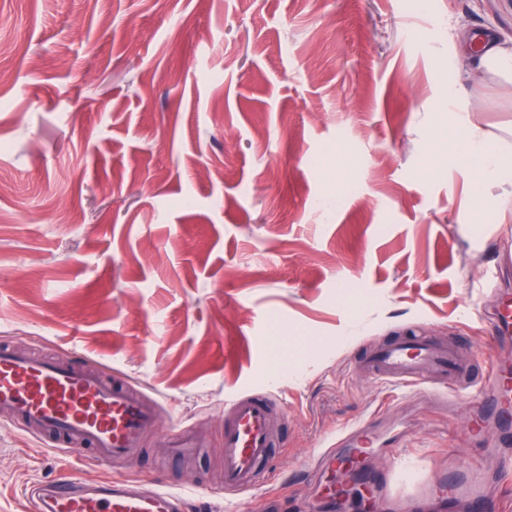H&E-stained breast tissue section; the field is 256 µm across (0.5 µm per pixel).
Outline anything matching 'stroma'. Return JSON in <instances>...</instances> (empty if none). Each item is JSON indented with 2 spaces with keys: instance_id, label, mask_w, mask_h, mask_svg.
<instances>
[{
  "instance_id": "obj_1",
  "label": "stroma",
  "mask_w": 512,
  "mask_h": 512,
  "mask_svg": "<svg viewBox=\"0 0 512 512\" xmlns=\"http://www.w3.org/2000/svg\"><path fill=\"white\" fill-rule=\"evenodd\" d=\"M512 45V0H0V340L76 355L160 397L127 461L76 463L0 427V512L65 474L171 482L196 502L223 472L224 402L264 388L285 415L271 485L243 506L337 505V433L394 431L390 473L420 512L435 472L512 460L471 394L401 391L358 366L426 330L462 337L480 373L512 362L490 315L512 289V210L475 196L439 141L456 86L512 157V83L465 39ZM208 439L156 459L170 426ZM330 460L310 473L314 450Z\"/></svg>"
}]
</instances>
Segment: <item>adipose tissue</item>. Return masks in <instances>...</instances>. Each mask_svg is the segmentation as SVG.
<instances>
[{
    "label": "adipose tissue",
    "instance_id": "ef3b65f1",
    "mask_svg": "<svg viewBox=\"0 0 512 512\" xmlns=\"http://www.w3.org/2000/svg\"><path fill=\"white\" fill-rule=\"evenodd\" d=\"M448 109L454 124L448 133L451 161L472 172L473 191H480L487 183L500 187L501 193L493 202L494 208L512 206V158L504 156L487 138L467 132L466 114L461 111L456 95H449Z\"/></svg>",
    "mask_w": 512,
    "mask_h": 512
}]
</instances>
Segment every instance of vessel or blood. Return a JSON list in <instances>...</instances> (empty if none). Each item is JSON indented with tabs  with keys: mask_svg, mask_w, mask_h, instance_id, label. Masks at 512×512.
<instances>
[{
	"mask_svg": "<svg viewBox=\"0 0 512 512\" xmlns=\"http://www.w3.org/2000/svg\"><path fill=\"white\" fill-rule=\"evenodd\" d=\"M512 339V298L504 297L494 314L493 340ZM367 367L391 386L421 388L439 378L449 390L473 392L481 419L512 434V366L497 365L489 391L469 377L470 358L455 338L427 332L403 336L372 349ZM162 404L144 389L110 378L88 362L64 356L41 357L0 346V424L15 428L62 454L95 462L130 458L147 433L161 421ZM283 419V407L266 390L236 395L224 404V483L208 497L233 501L268 486L273 478L271 450ZM204 440L185 425H172L169 451L191 458ZM25 493L35 512H185L181 493L156 484L115 478L108 481L60 479L32 485ZM449 497L472 498L476 512L486 508V483L475 466L461 468L449 482Z\"/></svg>",
	"mask_w": 512,
	"mask_h": 512,
	"instance_id": "1",
	"label": "vessel or blood"
}]
</instances>
